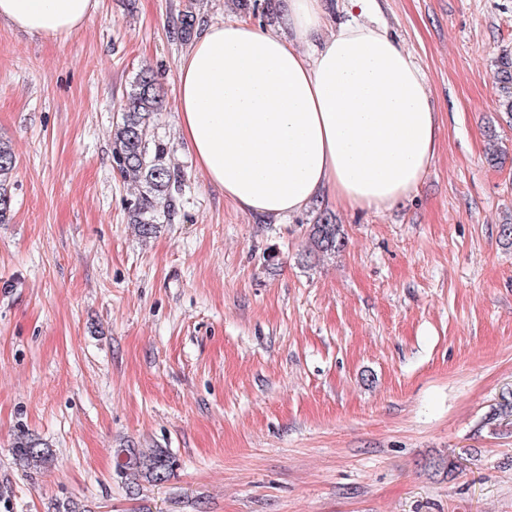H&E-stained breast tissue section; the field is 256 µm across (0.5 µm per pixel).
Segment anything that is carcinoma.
<instances>
[{
  "instance_id": "1",
  "label": "carcinoma",
  "mask_w": 512,
  "mask_h": 512,
  "mask_svg": "<svg viewBox=\"0 0 512 512\" xmlns=\"http://www.w3.org/2000/svg\"><path fill=\"white\" fill-rule=\"evenodd\" d=\"M496 81L500 107L512 115V53L498 60ZM161 102V86L153 69L143 68L130 84L122 106L120 121L112 131L113 159L126 178L140 184L141 191L128 208L129 223L138 234L150 238L157 231L158 208L171 209V189L179 175L167 162L166 148L151 139L150 126ZM15 157L11 145L0 141V224L8 223L11 211V181ZM309 240L314 251L333 255L345 247L341 226L332 215L320 211L309 225ZM22 468H38L50 463L52 454L43 440L25 432L17 433L11 447ZM175 468V459L162 448H119L116 450V472L131 478L135 485L166 482Z\"/></svg>"
}]
</instances>
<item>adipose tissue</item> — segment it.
<instances>
[{
	"label": "adipose tissue",
	"mask_w": 512,
	"mask_h": 512,
	"mask_svg": "<svg viewBox=\"0 0 512 512\" xmlns=\"http://www.w3.org/2000/svg\"><path fill=\"white\" fill-rule=\"evenodd\" d=\"M98 0H0V23L56 38ZM328 0H282V29L209 24L178 64L177 127L225 199L262 221L313 200L376 212L419 185L438 149L424 72L387 27H330Z\"/></svg>",
	"instance_id": "adipose-tissue-1"
}]
</instances>
